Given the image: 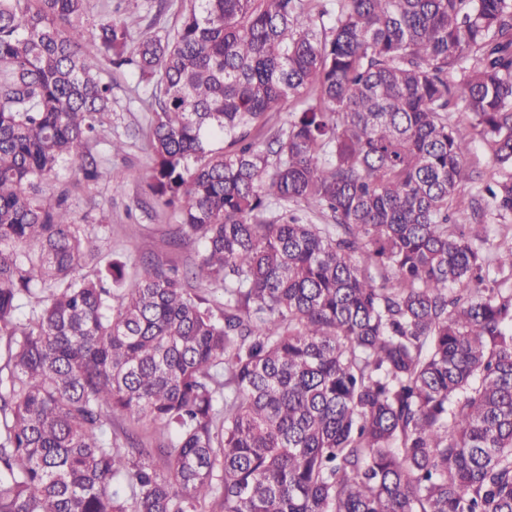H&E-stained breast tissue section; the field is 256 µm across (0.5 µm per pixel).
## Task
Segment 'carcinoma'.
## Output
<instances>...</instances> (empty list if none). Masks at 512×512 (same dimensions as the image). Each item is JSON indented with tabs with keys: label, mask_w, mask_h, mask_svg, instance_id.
Instances as JSON below:
<instances>
[{
	"label": "carcinoma",
	"mask_w": 512,
	"mask_h": 512,
	"mask_svg": "<svg viewBox=\"0 0 512 512\" xmlns=\"http://www.w3.org/2000/svg\"><path fill=\"white\" fill-rule=\"evenodd\" d=\"M88 2L0 0V512H512V0H153L134 45ZM102 59L204 241L130 288L37 186L99 178ZM473 132L505 244L450 220ZM136 433L141 436L145 441L150 442L152 447H157L160 442L166 440V436H160L159 433L145 432L140 423L128 419H115L112 420V438H119L124 442V433Z\"/></svg>",
	"instance_id": "carcinoma-1"
}]
</instances>
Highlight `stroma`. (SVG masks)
I'll list each match as a JSON object with an SVG mask.
<instances>
[{"instance_id":"obj_1","label":"stroma","mask_w":512,"mask_h":512,"mask_svg":"<svg viewBox=\"0 0 512 512\" xmlns=\"http://www.w3.org/2000/svg\"><path fill=\"white\" fill-rule=\"evenodd\" d=\"M91 20L114 14L124 22L132 39L148 30L162 32L165 20L155 19L151 0H123L113 8L111 0H89ZM100 76L112 85V111L107 134L91 142L89 151L97 156L102 173L95 182L78 180L76 166L67 162L48 177L51 185L70 188L68 207L74 223L95 236L99 246L98 265L106 267L119 260L125 264V283L133 285L143 269L142 256L153 257L167 268L185 269L203 248L200 239L184 235L177 213L158 204L148 189L147 173L152 154L146 133L154 120L148 95L132 70L102 63ZM122 140L125 150L113 154L111 143ZM472 179L457 193L454 217L464 222L470 201L479 197L495 175L491 152L481 139H474L466 159Z\"/></svg>"}]
</instances>
